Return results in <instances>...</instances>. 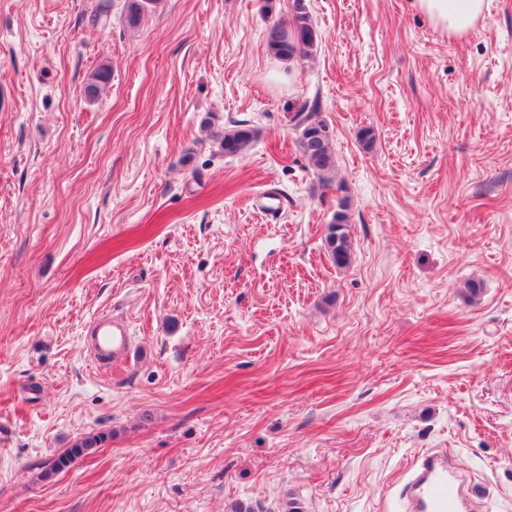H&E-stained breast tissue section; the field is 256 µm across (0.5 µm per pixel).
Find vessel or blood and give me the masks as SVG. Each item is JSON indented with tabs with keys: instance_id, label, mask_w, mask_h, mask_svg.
Instances as JSON below:
<instances>
[{
	"instance_id": "obj_1",
	"label": "vessel or blood",
	"mask_w": 512,
	"mask_h": 512,
	"mask_svg": "<svg viewBox=\"0 0 512 512\" xmlns=\"http://www.w3.org/2000/svg\"><path fill=\"white\" fill-rule=\"evenodd\" d=\"M88 330L96 363L116 361L129 352L131 332L124 319L102 313L90 321ZM399 498L404 512H463L464 486L449 466L447 451L422 456L402 479Z\"/></svg>"
}]
</instances>
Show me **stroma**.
I'll return each mask as SVG.
<instances>
[{
    "label": "stroma",
    "mask_w": 512,
    "mask_h": 512,
    "mask_svg": "<svg viewBox=\"0 0 512 512\" xmlns=\"http://www.w3.org/2000/svg\"><path fill=\"white\" fill-rule=\"evenodd\" d=\"M97 3L0 0V512H401L435 449L512 512V0L460 40L410 0H305L303 62L265 44L293 0H160L135 29ZM313 101L329 187L297 149ZM206 118L259 137L221 156ZM105 311L133 342L106 372ZM111 80V71L102 65L97 68L89 77L84 86V96L89 103L98 101ZM347 224V216L340 209L336 211L334 221L326 228L327 252L336 268H345L352 261L354 246ZM93 340V360L105 364L127 355L131 346V332L127 321L110 313L95 316L88 325ZM108 439L109 434L100 433L76 441L72 447L64 453L49 459L51 463H49V461L46 462L43 474L44 478H51L56 473L67 469L76 459L89 454L92 448H97Z\"/></svg>",
    "instance_id": "1"
}]
</instances>
